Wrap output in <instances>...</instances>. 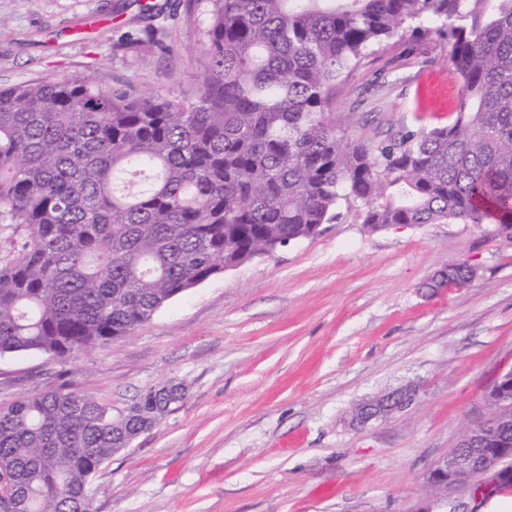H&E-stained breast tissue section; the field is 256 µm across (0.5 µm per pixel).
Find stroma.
I'll use <instances>...</instances> for the list:
<instances>
[{
	"instance_id": "stroma-1",
	"label": "stroma",
	"mask_w": 512,
	"mask_h": 512,
	"mask_svg": "<svg viewBox=\"0 0 512 512\" xmlns=\"http://www.w3.org/2000/svg\"><path fill=\"white\" fill-rule=\"evenodd\" d=\"M0 0V87L86 76L139 95L194 97L203 17L187 0ZM153 29L137 53L119 30ZM460 82L436 35L365 58L336 94L352 134L382 139L446 115ZM489 224L372 230L345 212L310 239L168 302L132 336L60 365L0 357V407L56 372L120 414L180 383L174 405L92 480L93 512H485L426 477L491 408L512 368V240ZM467 287H430L447 264ZM410 388L406 408L359 427L363 400Z\"/></svg>"
}]
</instances>
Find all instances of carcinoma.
Returning <instances> with one entry per match:
<instances>
[{
    "instance_id": "carcinoma-1",
    "label": "carcinoma",
    "mask_w": 512,
    "mask_h": 512,
    "mask_svg": "<svg viewBox=\"0 0 512 512\" xmlns=\"http://www.w3.org/2000/svg\"><path fill=\"white\" fill-rule=\"evenodd\" d=\"M193 99L82 77L0 88V357L130 336L224 269L315 236L341 205L374 229L490 224L512 238V0H191ZM431 32L461 82L448 122L373 141L336 86ZM114 417L67 385L0 409V512H92V477L184 399Z\"/></svg>"
}]
</instances>
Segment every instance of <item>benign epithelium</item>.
Here are the masks:
<instances>
[{"instance_id": "obj_1", "label": "benign epithelium", "mask_w": 512, "mask_h": 512, "mask_svg": "<svg viewBox=\"0 0 512 512\" xmlns=\"http://www.w3.org/2000/svg\"><path fill=\"white\" fill-rule=\"evenodd\" d=\"M490 391L497 396L499 403L512 405V370L498 376ZM413 400L409 390L382 396L363 404L359 408L358 422L369 421L403 409ZM498 413H491L480 426L470 430L460 440L448 456L439 460L429 473L430 482L448 488H455L468 480L471 474L482 472L487 479L479 486H469L474 497H483L491 491L512 488V441L499 448H486L491 431L503 423Z\"/></svg>"}]
</instances>
